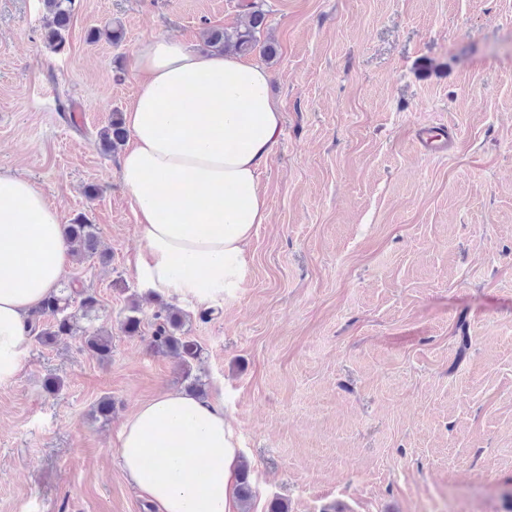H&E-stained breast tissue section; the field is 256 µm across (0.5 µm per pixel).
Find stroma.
Listing matches in <instances>:
<instances>
[{"mask_svg": "<svg viewBox=\"0 0 512 512\" xmlns=\"http://www.w3.org/2000/svg\"><path fill=\"white\" fill-rule=\"evenodd\" d=\"M244 2L75 0L58 52L43 0H0V170L32 181L62 223L97 225L96 254L63 280L97 294L92 324L112 334L107 363L76 337L30 341L0 385V512H152L118 466L117 433L185 383L149 346L135 209L119 153L96 139L138 91L143 42L203 50L205 28L244 27ZM258 3L283 115L259 173L267 221L238 292L206 320L181 307L203 381L224 386L248 510L512 512V0ZM107 22L120 45L89 41ZM421 122L454 128L455 147L421 154Z\"/></svg>", "mask_w": 512, "mask_h": 512, "instance_id": "1", "label": "stroma"}]
</instances>
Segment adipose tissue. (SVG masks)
Listing matches in <instances>:
<instances>
[{
    "instance_id": "1",
    "label": "adipose tissue",
    "mask_w": 512,
    "mask_h": 512,
    "mask_svg": "<svg viewBox=\"0 0 512 512\" xmlns=\"http://www.w3.org/2000/svg\"><path fill=\"white\" fill-rule=\"evenodd\" d=\"M135 66L140 87L125 111L133 146L119 176L138 221L136 276L154 293L219 303L245 281L266 221L259 172L282 121L271 74L166 39L144 43ZM65 231L34 183L0 171V384L17 377L27 320L74 263ZM117 458L154 512H237L242 460L223 392L167 389L145 401L118 432Z\"/></svg>"
}]
</instances>
